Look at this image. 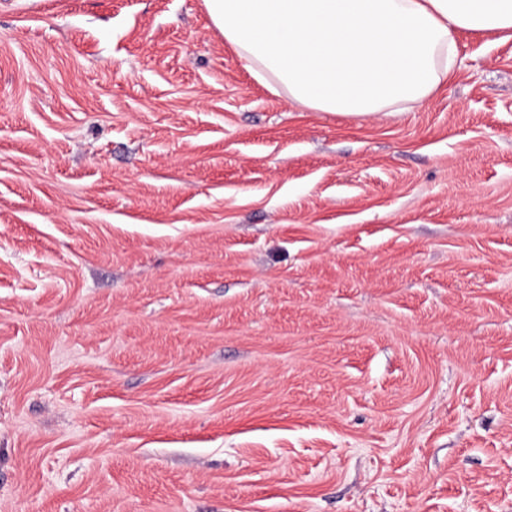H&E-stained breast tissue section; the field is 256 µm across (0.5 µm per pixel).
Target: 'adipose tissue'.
<instances>
[{
    "label": "adipose tissue",
    "mask_w": 512,
    "mask_h": 512,
    "mask_svg": "<svg viewBox=\"0 0 512 512\" xmlns=\"http://www.w3.org/2000/svg\"><path fill=\"white\" fill-rule=\"evenodd\" d=\"M273 93L341 116L422 104L457 64L461 30L512 36V0H205Z\"/></svg>",
    "instance_id": "1"
}]
</instances>
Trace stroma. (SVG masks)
I'll list each match as a JSON object with an SVG mask.
<instances>
[{
	"instance_id": "35a3bbf8",
	"label": "stroma",
	"mask_w": 512,
	"mask_h": 512,
	"mask_svg": "<svg viewBox=\"0 0 512 512\" xmlns=\"http://www.w3.org/2000/svg\"><path fill=\"white\" fill-rule=\"evenodd\" d=\"M302 108L204 0H0V512H512V37Z\"/></svg>"
}]
</instances>
